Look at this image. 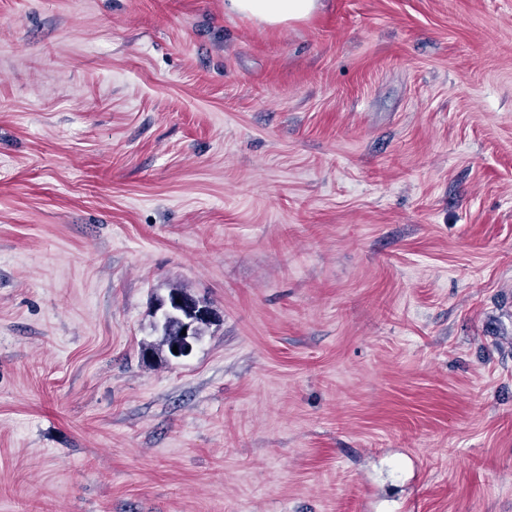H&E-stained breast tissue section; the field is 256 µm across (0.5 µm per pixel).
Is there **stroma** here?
<instances>
[{
	"label": "stroma",
	"mask_w": 512,
	"mask_h": 512,
	"mask_svg": "<svg viewBox=\"0 0 512 512\" xmlns=\"http://www.w3.org/2000/svg\"><path fill=\"white\" fill-rule=\"evenodd\" d=\"M0 512H512V0H0ZM321 0H225L224 10L276 26L309 18ZM176 299H179L180 303H176ZM162 304H165L164 308H161ZM208 308L209 305L206 302L195 299L181 288L170 289L167 297L159 300L156 313L160 312V315L156 327L161 332L162 345L167 346L170 355L183 357L182 352L187 353V355L191 353L193 350L191 343H188L187 348L183 350L178 348V354L176 355L172 352L174 346L179 347L185 344L181 335L182 321L188 316V310L195 312L192 317L190 341L192 343L197 342L203 336L205 329L211 324V318L202 314V311Z\"/></svg>",
	"instance_id": "obj_1"
}]
</instances>
